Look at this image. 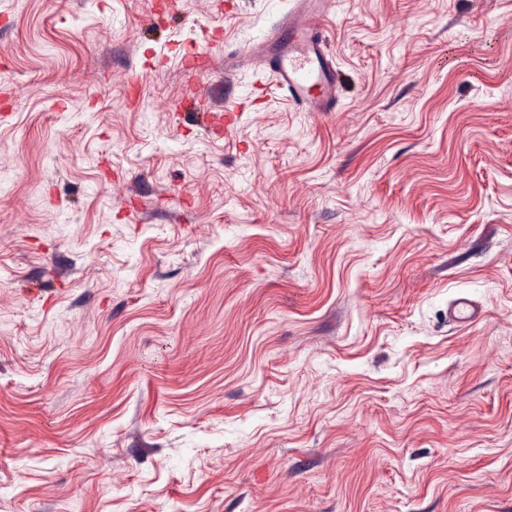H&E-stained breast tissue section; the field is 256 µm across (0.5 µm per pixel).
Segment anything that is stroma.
<instances>
[{
	"label": "stroma",
	"mask_w": 512,
	"mask_h": 512,
	"mask_svg": "<svg viewBox=\"0 0 512 512\" xmlns=\"http://www.w3.org/2000/svg\"><path fill=\"white\" fill-rule=\"evenodd\" d=\"M287 9L0 0V512H512V0ZM288 19L261 52L275 87L284 91L303 112L336 111V66L321 30L327 25L334 0H290ZM450 313L453 321L460 326L469 325L480 316L471 300L465 297H459L453 302Z\"/></svg>",
	"instance_id": "1"
}]
</instances>
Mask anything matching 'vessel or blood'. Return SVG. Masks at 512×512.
I'll return each mask as SVG.
<instances>
[{"instance_id":"vessel-or-blood-1","label":"vessel or blood","mask_w":512,"mask_h":512,"mask_svg":"<svg viewBox=\"0 0 512 512\" xmlns=\"http://www.w3.org/2000/svg\"><path fill=\"white\" fill-rule=\"evenodd\" d=\"M290 3L287 20L262 52V67L303 111H335L336 66L321 34L335 0Z\"/></svg>"}]
</instances>
